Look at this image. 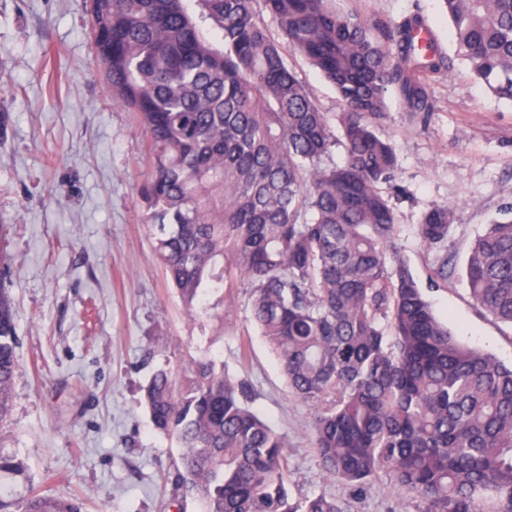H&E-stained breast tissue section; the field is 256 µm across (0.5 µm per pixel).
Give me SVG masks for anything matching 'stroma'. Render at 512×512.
I'll use <instances>...</instances> for the list:
<instances>
[{
	"mask_svg": "<svg viewBox=\"0 0 512 512\" xmlns=\"http://www.w3.org/2000/svg\"><path fill=\"white\" fill-rule=\"evenodd\" d=\"M336 6L388 25L421 10L452 48L440 0ZM87 31L85 0H0V111L13 117L0 142V250L9 263L0 284L14 299L19 337L0 449L23 459L29 475L15 490L75 496L86 512H199L197 491L174 480L180 450L154 432L141 389L157 370L178 378L211 359L252 385L255 408L287 439L292 497L348 499L349 488L323 472L311 413L253 324L246 282L210 291L193 312L168 288L140 196L146 136L113 103ZM287 58L320 110L336 116L334 87L302 56ZM430 94L425 116L389 96L375 126L397 158L386 185L395 245L459 339L512 364V328L473 304L460 275L437 278L435 255L417 235L426 210L454 207L448 255L463 266L475 237L512 203V101L462 63ZM414 510L383 476L352 505Z\"/></svg>",
	"mask_w": 512,
	"mask_h": 512,
	"instance_id": "stroma-1",
	"label": "stroma"
}]
</instances>
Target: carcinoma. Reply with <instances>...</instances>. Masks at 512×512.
Returning a JSON list of instances; mask_svg holds the SVG:
<instances>
[{"instance_id":"1","label":"carcinoma","mask_w":512,"mask_h":512,"mask_svg":"<svg viewBox=\"0 0 512 512\" xmlns=\"http://www.w3.org/2000/svg\"><path fill=\"white\" fill-rule=\"evenodd\" d=\"M258 0H88V35L112 98L136 114L150 162L141 196L166 281L187 308L242 279L251 317L290 391L311 410L327 475L361 499L380 476L416 512H512V365L462 344L393 247L382 185L397 159L374 122L391 90L433 111L429 80L456 62L512 100V0H442L453 50L419 45L418 11L378 32L336 0H263L289 46L339 95V133L298 80ZM211 27L221 46L206 39ZM345 161L328 163L336 144ZM453 208L422 214L421 242L448 278ZM481 310L512 327V218L488 225L464 265ZM14 301L0 288V423L17 362ZM154 429L182 448L175 481L200 512H351L294 499L285 438L254 392L211 360L142 389ZM25 464L0 450V484ZM0 512H84L77 498L0 487Z\"/></svg>"}]
</instances>
